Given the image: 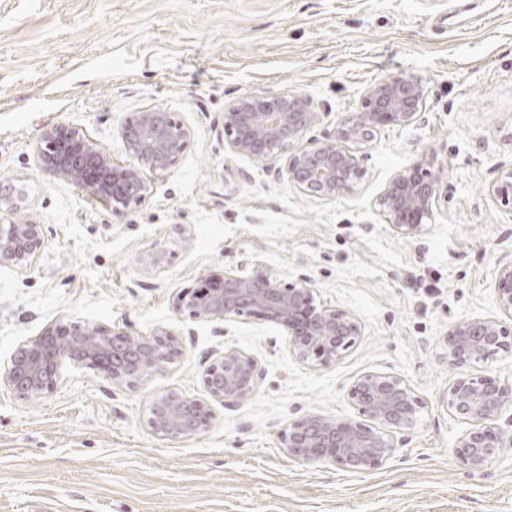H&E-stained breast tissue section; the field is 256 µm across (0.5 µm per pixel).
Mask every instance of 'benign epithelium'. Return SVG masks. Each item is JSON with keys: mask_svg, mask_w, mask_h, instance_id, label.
Here are the masks:
<instances>
[{"mask_svg": "<svg viewBox=\"0 0 512 512\" xmlns=\"http://www.w3.org/2000/svg\"><path fill=\"white\" fill-rule=\"evenodd\" d=\"M427 98L422 80L406 74L386 77L366 88L362 111L345 117L327 137L302 145L304 132L319 120L309 99L298 93L275 98L252 94L225 110L224 140L235 153L253 159L286 153L289 185L310 196L334 199L353 191L363 177L366 146L386 128L416 123ZM191 135V127L165 108L137 112L121 127L125 150L135 163L119 164L85 131L54 127L42 135L40 168L85 188L115 212L128 211L141 206L151 193L145 172H168L186 151ZM489 193L502 205L512 206V167L500 173ZM442 195L439 176L418 163L387 182L377 205L395 233L416 236L424 231V221ZM44 246V225L32 220L0 224V265L30 270ZM494 297L499 316L448 324L446 358L456 377L448 386L446 402L449 413L473 423L455 446L457 459L471 471L482 470L512 447V435L497 425L506 403H512V387L473 373L498 355L512 354V264L499 270ZM174 308L198 322L254 318L272 323L288 336L291 355L310 366L342 360L363 336L358 318L318 300L306 277L286 282L260 265L249 274L232 269L212 273L199 286L181 289ZM181 350L180 335L166 326L134 335L75 321L49 328L17 347L0 367V385L22 399H39L57 385L64 365L81 364L114 386L132 387L165 371ZM263 376L253 355L226 346L211 353L202 382L212 399L238 403L254 395ZM347 398L357 410L355 417L307 414L280 430L290 458L302 464L328 462L354 472L375 469L393 455V434L410 432L425 407L404 379L376 371L355 377ZM210 418L207 402L170 391L151 404L148 425L165 440H184L195 436Z\"/></svg>", "mask_w": 512, "mask_h": 512, "instance_id": "obj_1", "label": "benign epithelium"}]
</instances>
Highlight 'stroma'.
Listing matches in <instances>:
<instances>
[{
	"label": "stroma",
	"instance_id": "obj_1",
	"mask_svg": "<svg viewBox=\"0 0 512 512\" xmlns=\"http://www.w3.org/2000/svg\"><path fill=\"white\" fill-rule=\"evenodd\" d=\"M412 74L428 88L420 119L381 131L353 192L328 200L289 186L282 156L224 142V110L245 95L308 96L323 138L362 111L364 89ZM163 107L193 130L139 208L100 199L39 169L42 133L84 129L118 163L120 127ZM446 197L424 231L394 233L376 204L416 164ZM512 167V0H0V190L23 189L0 221L44 224L34 269L0 266V363L55 322L133 334L167 325L183 352L132 388L67 366L36 400L0 388V512H512V447L483 470L455 455L465 422L443 397L450 322L492 317L512 263V209L489 194ZM162 268L150 266L154 247ZM262 265L308 277L364 335L343 360L297 362L283 331L256 319L193 322L173 296L199 275ZM233 346L264 368L256 393L212 402L188 440L158 438L155 397L206 399L207 355ZM378 371L424 400L417 426L382 466L301 464L279 432L305 414L353 415L347 389Z\"/></svg>",
	"mask_w": 512,
	"mask_h": 512
}]
</instances>
